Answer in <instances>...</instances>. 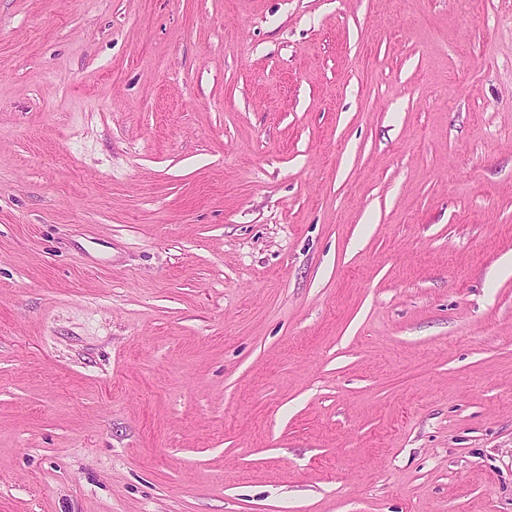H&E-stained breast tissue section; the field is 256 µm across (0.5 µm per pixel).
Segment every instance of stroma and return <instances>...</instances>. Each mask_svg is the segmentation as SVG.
Returning a JSON list of instances; mask_svg holds the SVG:
<instances>
[{
    "label": "stroma",
    "mask_w": 512,
    "mask_h": 512,
    "mask_svg": "<svg viewBox=\"0 0 512 512\" xmlns=\"http://www.w3.org/2000/svg\"><path fill=\"white\" fill-rule=\"evenodd\" d=\"M512 0H0V512H512Z\"/></svg>",
    "instance_id": "obj_1"
}]
</instances>
